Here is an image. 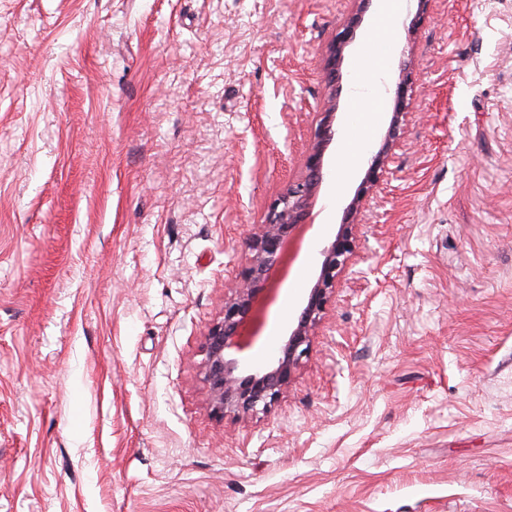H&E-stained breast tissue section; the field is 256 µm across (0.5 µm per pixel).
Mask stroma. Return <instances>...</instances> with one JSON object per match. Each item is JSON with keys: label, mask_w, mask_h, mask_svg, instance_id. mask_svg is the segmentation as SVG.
Wrapping results in <instances>:
<instances>
[{"label": "stroma", "mask_w": 512, "mask_h": 512, "mask_svg": "<svg viewBox=\"0 0 512 512\" xmlns=\"http://www.w3.org/2000/svg\"><path fill=\"white\" fill-rule=\"evenodd\" d=\"M0 0V512H512V0ZM361 248L272 411L197 364L246 241L334 111L286 336L376 145ZM375 69L362 88V71ZM370 128H363L367 114ZM357 9L348 20L343 30L338 34L335 43L329 50L327 70L330 82H336L341 77V68L344 61L345 50L356 37V31L360 27L364 14L372 0H359Z\"/></svg>", "instance_id": "35a3bbf8"}]
</instances>
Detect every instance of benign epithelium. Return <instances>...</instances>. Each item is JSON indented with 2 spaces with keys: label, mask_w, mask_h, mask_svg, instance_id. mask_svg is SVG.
<instances>
[{
  "label": "benign epithelium",
  "mask_w": 512,
  "mask_h": 512,
  "mask_svg": "<svg viewBox=\"0 0 512 512\" xmlns=\"http://www.w3.org/2000/svg\"><path fill=\"white\" fill-rule=\"evenodd\" d=\"M372 0H358L355 13L338 34L329 50L327 70L330 81L341 77L345 50L356 37ZM414 11L405 19L407 31H415L425 20L429 0H412ZM413 71L407 61L399 64V75L387 131L380 143L370 149L365 172L355 194L345 208L334 239L321 251L317 277L293 326L267 366L244 369L237 358L258 337L264 315L272 299L271 272L280 266L287 247L300 225L310 215L311 200L324 179V155L331 143L334 113L326 112L316 128L314 140L304 156L305 177L288 184L269 207L264 223L249 237L247 266L236 285L224 295L221 315L204 333L202 359L198 369L207 387L210 413L237 419L258 418L271 412L288 389L301 360L306 356L312 336L321 324L339 278L349 268L359 249L357 215L362 203L377 187L393 151L401 139L409 116Z\"/></svg>",
  "instance_id": "7a95c632"
}]
</instances>
